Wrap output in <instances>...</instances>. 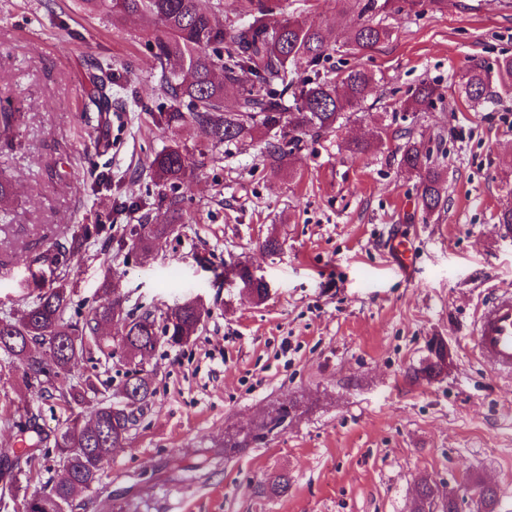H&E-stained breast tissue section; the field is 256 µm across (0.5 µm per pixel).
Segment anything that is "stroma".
<instances>
[{
  "mask_svg": "<svg viewBox=\"0 0 512 512\" xmlns=\"http://www.w3.org/2000/svg\"><path fill=\"white\" fill-rule=\"evenodd\" d=\"M283 15L347 35L359 20L341 0H282ZM390 36L371 52L331 51L320 79L370 70L375 82L337 132L305 140L277 173L260 162L261 136L202 152V131L156 122L165 104L146 23L112 24L80 0H0V101L22 118L0 154V317L37 295L41 253L70 245L82 224H105L43 285L87 308L124 296V310H166L199 298L193 340L148 356L154 395L123 451L72 512H412L421 483L436 501L477 512L474 483L491 485L496 512H512V377L494 373L470 336L480 305L512 292V97L475 108L457 91L471 61L496 69L512 57V0H448L380 13ZM119 75L113 111L84 109L95 64ZM444 94L425 111L401 103L420 83ZM360 156L342 144L371 138ZM441 166V208L424 212L419 183L399 164L404 135ZM112 149L101 155L98 138ZM185 149L190 175L177 193L186 222L149 255L117 248L131 228L165 223L167 187L151 162ZM403 236L414 274L393 264ZM279 248L263 250L264 240ZM263 278L254 302L225 284L227 264ZM448 367L428 378L430 346ZM59 433L63 402L40 397L0 355V448L21 445L20 415ZM279 475L286 493L270 489Z\"/></svg>",
  "mask_w": 512,
  "mask_h": 512,
  "instance_id": "stroma-1",
  "label": "stroma"
}]
</instances>
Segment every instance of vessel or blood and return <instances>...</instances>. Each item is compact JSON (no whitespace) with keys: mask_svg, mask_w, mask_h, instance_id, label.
<instances>
[{"mask_svg":"<svg viewBox=\"0 0 512 512\" xmlns=\"http://www.w3.org/2000/svg\"><path fill=\"white\" fill-rule=\"evenodd\" d=\"M474 348L493 368L512 373V296L501 294L478 315L472 338Z\"/></svg>","mask_w":512,"mask_h":512,"instance_id":"1","label":"vessel or blood"}]
</instances>
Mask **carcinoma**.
Here are the masks:
<instances>
[{"instance_id": "carcinoma-1", "label": "carcinoma", "mask_w": 512, "mask_h": 512, "mask_svg": "<svg viewBox=\"0 0 512 512\" xmlns=\"http://www.w3.org/2000/svg\"><path fill=\"white\" fill-rule=\"evenodd\" d=\"M240 13L248 21L226 28L214 13L202 7L201 0H83L89 13L106 15L116 24L136 15L151 24L147 40L154 69L160 72V88L169 102L158 113V124L167 128L185 125L199 127L213 148L229 145L256 132H274L278 137L265 142L262 163L272 172L281 169L286 158L303 138L315 141L336 131L351 114L364 111V98L373 74L350 68L336 78L324 81L306 75L326 55L330 47L346 55L373 49L389 37V32L370 20L353 28L342 42L333 40L332 27H313L297 16L278 25L268 24V16L280 8L281 0H238ZM422 0H355L360 15H373L392 8L412 10ZM255 78L262 91L243 86ZM498 83L504 94H512V57L497 63ZM111 68L101 64L90 73L88 109L112 111ZM461 93L474 105L487 103L497 95L490 90L488 70L475 62L462 75ZM442 92L429 83L420 84L402 106L407 112H421ZM17 113L0 106V146L12 144ZM381 135L371 140L352 139L345 143L351 154H363L378 147ZM400 165L420 178L423 211L432 213L442 204L439 164L421 141L409 140L403 147ZM157 182L175 189L190 173L186 154L178 145L158 153L151 162ZM168 224H144L143 233L132 250L148 253L154 242L175 232L181 223V199L168 197ZM102 224H85L72 237V248L97 237ZM70 297L64 288L39 292L35 301L16 316L0 319V352L23 369L27 384L41 395L57 396L72 410L66 428L55 436L53 448L58 459L56 476L46 494L20 495L22 480L38 469L49 454L48 438L35 425L25 427L31 434L25 447L0 448L7 461L0 472V500L20 499L21 512H63L74 497L99 482L102 463L124 449L137 415L154 395L152 381L143 360L157 347L187 345L202 322L193 301L175 304L161 315L146 308L138 314L123 315L118 296L80 314L67 317ZM121 317L124 331L102 338L97 331L112 319ZM121 350L131 365L126 372L120 400L129 412L113 413L112 403H99L95 419L82 420L79 409L98 403L103 383L92 371L79 381H71V369L85 358L109 359Z\"/></svg>"}]
</instances>
